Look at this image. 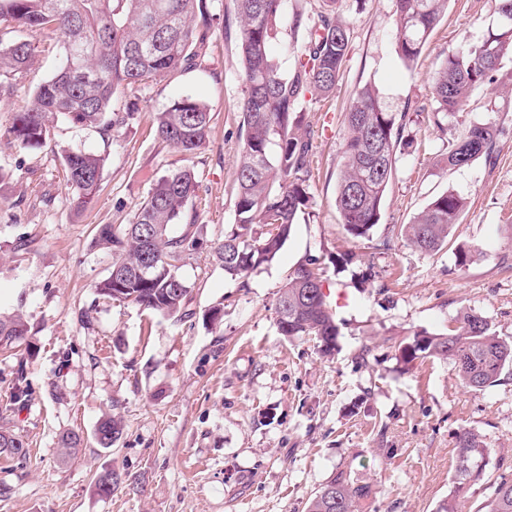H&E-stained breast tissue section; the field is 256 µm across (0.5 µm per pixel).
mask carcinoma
Wrapping results in <instances>:
<instances>
[{
    "label": "carcinoma",
    "mask_w": 512,
    "mask_h": 512,
    "mask_svg": "<svg viewBox=\"0 0 512 512\" xmlns=\"http://www.w3.org/2000/svg\"><path fill=\"white\" fill-rule=\"evenodd\" d=\"M319 2L318 24L312 27L302 11H293V33L302 30L304 37L294 70L286 74L271 54V43L287 0H236L245 81L243 143L236 160L235 223L213 250L231 276H246L272 261L310 203L312 143L301 131L297 106L333 93L350 51V32L336 18V0ZM494 2L496 25L481 41L447 55L433 75L432 115L439 127L456 118L472 92L493 82L494 73L512 57V0ZM447 9L448 0H394L398 55L405 66L419 57ZM30 30L57 35L61 62L14 115L9 133L23 149L40 146L50 118L57 115L105 133L126 125L134 113L111 110L114 97L197 66L207 49L210 12L207 0H0V97L13 95L16 81L37 54V46L27 38ZM210 121L208 104L191 95L155 113L158 137L185 153L204 144ZM344 121L348 137L336 209L349 235L368 239L380 222L397 155L413 141L404 138L402 118L384 110L373 86L357 92ZM501 133L491 121L471 123L448 147V168L480 158L492 161ZM103 168L104 157L95 153H65L66 185L76 209L94 204ZM197 192L191 170H174L152 185L132 223L98 228L97 242L113 254L112 270L97 285L99 294L163 315L182 313L191 287L178 270L199 245L192 232ZM466 207L465 198L444 192L399 232L414 248L437 253L448 246ZM180 222L186 230L169 235V226ZM276 314L283 335L312 336L324 354L336 350L339 328L315 269L301 265L291 272ZM457 323L448 334L415 335L399 348L400 358L406 363L428 356L446 359L471 392L496 385L512 370V341L468 311L460 312ZM25 336L27 327L20 317H0L1 349L14 348ZM120 433L118 421L105 420L97 428V440L108 448ZM455 439L454 490L438 512H463L473 485L485 473L487 449L481 436L464 428ZM27 453L22 439L0 432V457L21 459ZM493 487L488 512H512V480L503 477ZM371 496L369 484L341 470L315 492L307 512H359Z\"/></svg>",
    "instance_id": "carcinoma-1"
}]
</instances>
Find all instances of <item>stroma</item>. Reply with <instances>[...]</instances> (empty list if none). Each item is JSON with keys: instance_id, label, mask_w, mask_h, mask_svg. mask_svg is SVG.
Here are the masks:
<instances>
[{"instance_id": "1", "label": "stroma", "mask_w": 512, "mask_h": 512, "mask_svg": "<svg viewBox=\"0 0 512 512\" xmlns=\"http://www.w3.org/2000/svg\"><path fill=\"white\" fill-rule=\"evenodd\" d=\"M200 67L117 96L134 107L110 134L58 119L45 143L20 148L11 111L57 67V40L34 34L37 62L0 102V316L21 314L28 342L0 352V430L28 445L0 459V512H307L313 493L341 470L368 483L360 512H437L454 489L455 434L479 433L485 478L512 479V372L466 391L447 361L403 364L400 343L447 332L460 311L484 317L512 341V93L484 87L457 121L500 123L495 165L454 170L448 133L430 119L431 76L448 53L482 40L496 23L493 0H448V10L412 67L397 52L393 0H339L350 52L328 97L311 104V205L279 254L244 277L225 274L212 250L234 222L235 161L242 144L245 85L235 0H216ZM385 111L404 116L415 148L396 174L370 239H354L336 210V178L347 129L343 114L364 85ZM192 95L207 102L205 144L187 155L163 142L155 112ZM105 158L94 205L75 211L63 156ZM191 169L198 181L200 248L179 273L191 292L181 316H163L99 295L112 252L95 244L101 224H128L152 183ZM467 200L452 248L427 254L392 227L410 223L436 195ZM471 252L459 267L455 251ZM315 263L339 327L322 355L314 337L282 336L275 305L294 268ZM220 319H212V311ZM27 398L14 403L16 383ZM122 423L112 447L99 423ZM79 433L71 451L65 437ZM124 482L102 493L99 474Z\"/></svg>"}]
</instances>
